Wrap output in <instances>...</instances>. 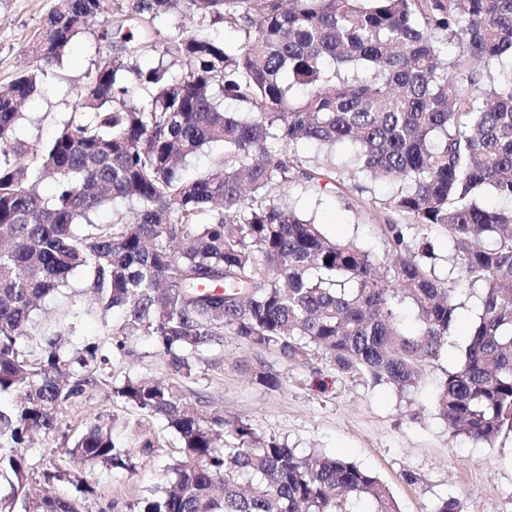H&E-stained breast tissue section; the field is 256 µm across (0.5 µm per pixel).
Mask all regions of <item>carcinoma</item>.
Masks as SVG:
<instances>
[{
    "instance_id": "cac0c4a2",
    "label": "carcinoma",
    "mask_w": 512,
    "mask_h": 512,
    "mask_svg": "<svg viewBox=\"0 0 512 512\" xmlns=\"http://www.w3.org/2000/svg\"><path fill=\"white\" fill-rule=\"evenodd\" d=\"M171 11L194 29L160 39ZM102 24L94 69L68 122L35 152L13 132L20 107L60 64L74 38ZM218 23L239 33L229 47ZM156 56L143 66L130 57ZM27 69L0 87V512H83L100 467L133 468L97 418L31 463L35 437L60 431V414L106 383L96 341L62 350L83 316L118 309L112 352L154 338L169 369L189 377L228 330L248 346L303 363L312 351L339 369L403 392L435 361L457 318V291L428 265L426 238L448 233L460 281L481 295L460 366L445 376L435 411L453 436L489 443L512 429V0H55L31 42ZM240 110L227 112L224 100ZM350 142L338 171L297 155L298 144ZM224 145L217 168L188 177V158ZM49 178L52 197L37 182ZM393 180L385 215L405 253L392 279L369 253L326 237L284 201L294 183L316 188ZM112 206V222H97ZM421 240L413 249L408 239ZM85 272L93 302L41 325L45 298ZM409 304L417 329L395 309ZM268 390L279 375L261 367ZM138 412L123 422L135 447H163L146 421L176 435L166 485L133 512H399L387 485L338 458L300 456L242 421L203 418L181 389L154 380L111 385ZM73 488L58 495L46 484Z\"/></svg>"
}]
</instances>
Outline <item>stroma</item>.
I'll list each match as a JSON object with an SVG mask.
<instances>
[{"mask_svg": "<svg viewBox=\"0 0 512 512\" xmlns=\"http://www.w3.org/2000/svg\"><path fill=\"white\" fill-rule=\"evenodd\" d=\"M53 5L54 0H0V86L22 70L24 49ZM98 48L95 34L75 39L61 66L23 106L16 129L19 139L37 148L55 135L70 116ZM286 200L328 237L354 241L375 257L382 273L391 274L394 257L382 218L363 204L359 190L299 183L289 188ZM457 302V323L443 354L425 366L416 387L404 393L341 372L319 354L304 364L284 363L273 351L247 346L229 332L218 353L219 366L199 362L192 377L182 381L175 379L149 336L135 337L128 354L111 357L104 372L116 382L127 377L180 382L187 401L202 417L219 414L244 421L257 434L276 438L302 456L317 452L353 462L387 484L401 512H430L446 498L461 500L468 512H512V431L502 432L493 443L476 445L462 436L450 437L434 409L441 382L462 360L480 295L465 290L458 293ZM261 366L279 373L277 390L252 380L253 370ZM98 415L123 419L130 411L100 386L67 408L61 429L79 432ZM152 426L164 440L161 451L135 454L131 470H95V493L86 501L87 512H131L139 499L164 485V466L177 440L162 421L153 420Z\"/></svg>", "mask_w": 512, "mask_h": 512, "instance_id": "1", "label": "stroma"}]
</instances>
